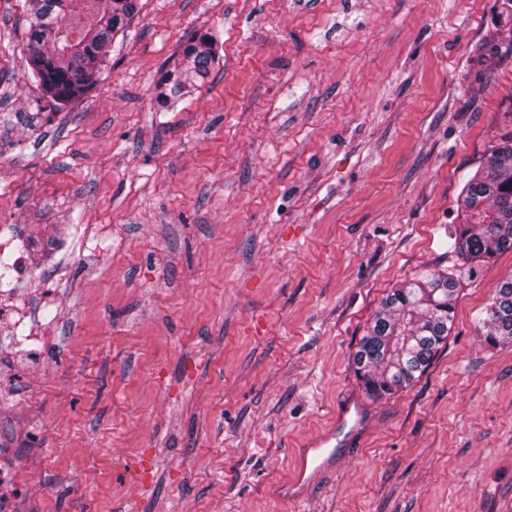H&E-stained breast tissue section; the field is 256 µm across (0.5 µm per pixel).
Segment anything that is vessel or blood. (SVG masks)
Returning a JSON list of instances; mask_svg holds the SVG:
<instances>
[{"mask_svg": "<svg viewBox=\"0 0 512 512\" xmlns=\"http://www.w3.org/2000/svg\"><path fill=\"white\" fill-rule=\"evenodd\" d=\"M366 421L367 412L361 403L353 398L347 400L338 409L332 425L311 439L304 448L298 449L290 487L303 489L330 470L337 449L353 446Z\"/></svg>", "mask_w": 512, "mask_h": 512, "instance_id": "obj_1", "label": "vessel or blood"}]
</instances>
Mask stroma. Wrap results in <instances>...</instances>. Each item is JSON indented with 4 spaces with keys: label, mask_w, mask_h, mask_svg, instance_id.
Instances as JSON below:
<instances>
[{
    "label": "stroma",
    "mask_w": 512,
    "mask_h": 512,
    "mask_svg": "<svg viewBox=\"0 0 512 512\" xmlns=\"http://www.w3.org/2000/svg\"><path fill=\"white\" fill-rule=\"evenodd\" d=\"M496 0H139L58 105L0 0V225L41 240L35 351L0 355L20 512H512V346L481 320L512 253L467 270L457 197L512 133ZM208 34V79L157 85ZM462 271L447 344L366 404L364 445L301 498L295 451L363 394L378 305Z\"/></svg>",
    "instance_id": "35a3bbf8"
}]
</instances>
